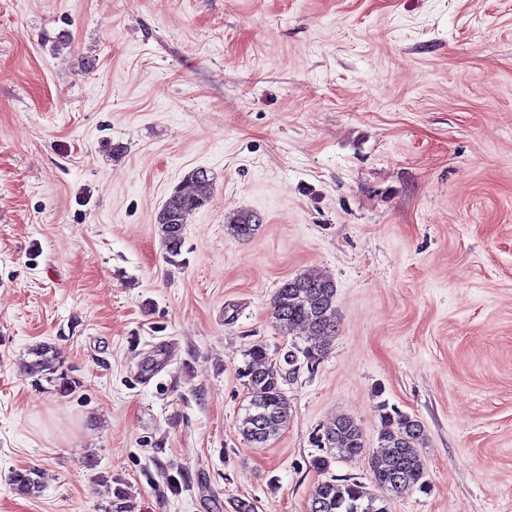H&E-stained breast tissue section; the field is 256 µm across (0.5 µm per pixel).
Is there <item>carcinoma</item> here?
Instances as JSON below:
<instances>
[{
	"label": "carcinoma",
	"instance_id": "cac0c4a2",
	"mask_svg": "<svg viewBox=\"0 0 512 512\" xmlns=\"http://www.w3.org/2000/svg\"><path fill=\"white\" fill-rule=\"evenodd\" d=\"M214 193V177L205 168H197L185 178L184 186L174 190L156 215L161 240L167 253L176 255L183 246L184 225L189 217L210 201ZM260 218L253 211L240 212L228 222L237 237H249ZM275 327L290 335L307 334V345L288 351L283 361H272L262 344L254 345L246 354L238 376L247 389L248 403L239 418L238 431L248 442L261 446L278 437L288 425L290 404L282 385L289 380L290 369L298 361L314 367L325 357L328 347L323 336L336 333V285L326 272L311 268L285 280L276 289L272 303ZM33 359L24 364L30 376L53 375L60 363L59 352L51 344L31 350ZM381 428L378 448L369 454L373 487L354 478L330 477L317 485L308 502V512H387L385 495H397L415 487L425 486V462L419 445L424 426L416 418L387 403L379 405ZM322 454L312 458L310 465L318 472H328L336 459L355 460L366 450L361 425L353 418L339 416L317 435ZM14 489L22 494L40 492L38 472L30 469L12 475Z\"/></svg>",
	"mask_w": 512,
	"mask_h": 512
}]
</instances>
